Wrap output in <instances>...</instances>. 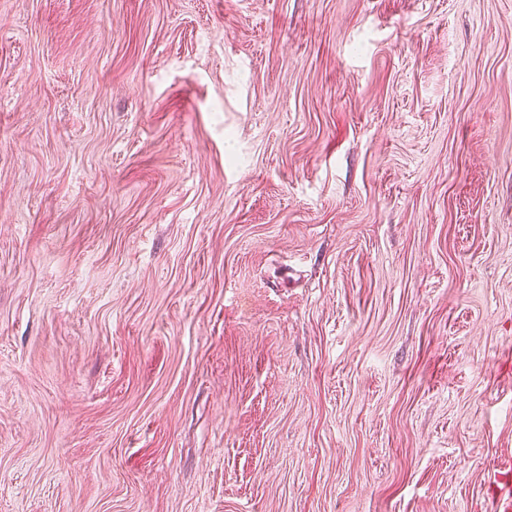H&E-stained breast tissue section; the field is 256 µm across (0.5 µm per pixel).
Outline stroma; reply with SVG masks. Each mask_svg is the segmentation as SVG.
<instances>
[{
    "instance_id": "1",
    "label": "stroma",
    "mask_w": 512,
    "mask_h": 512,
    "mask_svg": "<svg viewBox=\"0 0 512 512\" xmlns=\"http://www.w3.org/2000/svg\"><path fill=\"white\" fill-rule=\"evenodd\" d=\"M512 0H0V512H494Z\"/></svg>"
}]
</instances>
